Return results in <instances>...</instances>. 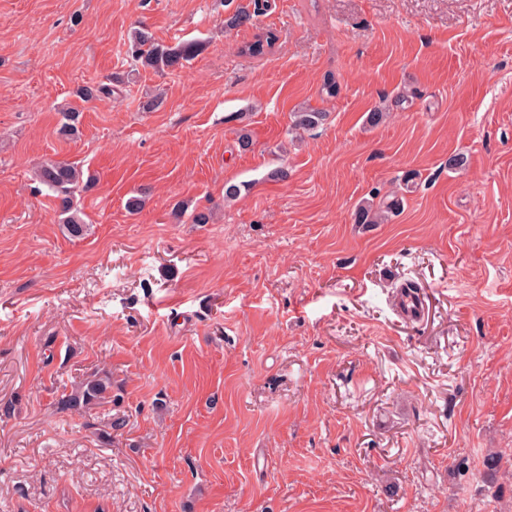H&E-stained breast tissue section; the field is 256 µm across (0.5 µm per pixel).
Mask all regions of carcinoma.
<instances>
[{
  "label": "carcinoma",
  "mask_w": 512,
  "mask_h": 512,
  "mask_svg": "<svg viewBox=\"0 0 512 512\" xmlns=\"http://www.w3.org/2000/svg\"><path fill=\"white\" fill-rule=\"evenodd\" d=\"M262 7L259 0H253V9L236 8L224 18V28L235 30L240 27L255 26ZM130 51L134 60L145 68L163 72L175 69L196 58L205 50L201 41H186L169 46L155 41L151 32L144 27L135 29L130 37ZM276 35L267 29L255 34L252 41L242 46V52L250 56H262L268 53ZM80 96L87 100H100L112 96L109 84H93L81 88ZM326 113L304 109L293 113V128L306 130L321 124ZM39 182L52 190L59 200L60 213L64 215L62 224L69 236L83 238L88 235L90 225L80 217L74 207L73 196L83 183L91 181L92 176H84L82 169L67 162H47L37 171ZM401 209V199L393 197L377 201L367 199L354 212L356 224H384ZM112 402V376L107 373H95L87 377L69 392H62L56 401V408L61 412L71 410H88Z\"/></svg>",
  "instance_id": "1"
}]
</instances>
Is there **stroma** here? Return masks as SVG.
<instances>
[{
  "label": "stroma",
  "mask_w": 512,
  "mask_h": 512,
  "mask_svg": "<svg viewBox=\"0 0 512 512\" xmlns=\"http://www.w3.org/2000/svg\"><path fill=\"white\" fill-rule=\"evenodd\" d=\"M269 2L0 0V512H512V0ZM140 24L206 49L142 67ZM49 161L93 177L84 238ZM99 370L112 405L56 412ZM253 11L246 7H237L232 14L224 18V28L226 30H235L240 27L255 26L257 17L260 15L261 10L258 0H253ZM82 169L67 162H47L37 171L39 182L52 190L59 200L64 229L69 237L84 238L88 235L90 225L80 217L79 211L74 207L73 196L83 183ZM377 195H374L371 200H364L354 212V223L357 224H384L387 223L391 217L395 216L401 209V198L393 196L389 199L386 196L384 199L380 198L375 201Z\"/></svg>",
  "instance_id": "35a3bbf8"
}]
</instances>
